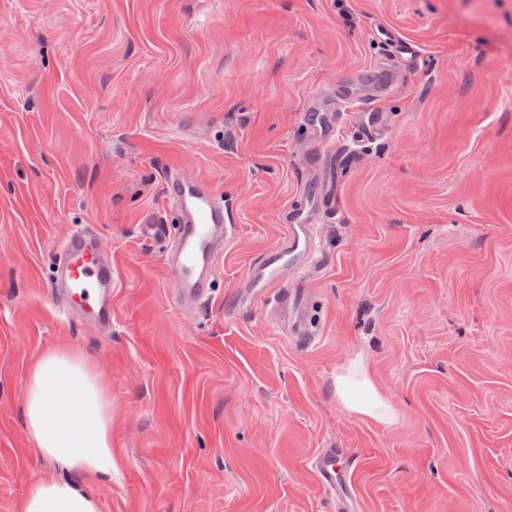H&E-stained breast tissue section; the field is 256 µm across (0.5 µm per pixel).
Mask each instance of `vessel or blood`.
Here are the masks:
<instances>
[{"label": "vessel or blood", "mask_w": 512, "mask_h": 512, "mask_svg": "<svg viewBox=\"0 0 512 512\" xmlns=\"http://www.w3.org/2000/svg\"><path fill=\"white\" fill-rule=\"evenodd\" d=\"M380 39L389 46L391 56L410 58L417 52L414 42L390 30H381ZM305 121L312 128L315 141L323 143L334 136L342 117L315 112L306 115ZM165 193L180 218V231L169 245L175 255L171 270L178 281L177 293L199 302L211 290L209 272L228 234L224 200L208 181L178 175L168 177ZM332 199L331 191L318 187L305 193L299 204L286 208L281 215L286 234L247 271L248 283L256 295L269 299L287 322L290 334L304 343L317 335L309 318L310 298L302 286H283L280 270L288 263L316 266L314 220L318 212L331 208ZM51 286L60 291V301L66 309L89 316L102 328L111 327L114 268L111 256L105 253L92 229L77 230L64 241L54 264ZM310 466L325 489L334 492L339 500H350V481L337 449H322Z\"/></svg>", "instance_id": "vessel-or-blood-1"}]
</instances>
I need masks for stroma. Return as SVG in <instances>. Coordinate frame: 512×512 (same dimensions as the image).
Returning <instances> with one entry per match:
<instances>
[{"instance_id":"1","label":"stroma","mask_w":512,"mask_h":512,"mask_svg":"<svg viewBox=\"0 0 512 512\" xmlns=\"http://www.w3.org/2000/svg\"><path fill=\"white\" fill-rule=\"evenodd\" d=\"M383 27L416 59L314 149L305 112L369 77ZM316 151L336 194L318 266L288 272L310 290L304 346L237 297ZM171 171L230 214L199 307L145 232H179ZM80 228L115 262L107 335L51 292ZM62 345L110 379L102 512H338L321 448L358 512H512V0H0V512L67 476L23 413L27 364ZM359 353L393 423L336 399ZM310 466L325 489L334 492L341 501L351 500V483L336 448H323L312 459Z\"/></svg>"}]
</instances>
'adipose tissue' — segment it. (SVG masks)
<instances>
[{
    "instance_id": "ef3b65f1",
    "label": "adipose tissue",
    "mask_w": 512,
    "mask_h": 512,
    "mask_svg": "<svg viewBox=\"0 0 512 512\" xmlns=\"http://www.w3.org/2000/svg\"><path fill=\"white\" fill-rule=\"evenodd\" d=\"M24 388L29 437L71 476L31 484L20 512H101L84 480L112 474V394L105 374L79 349L51 348L27 366ZM336 398L349 413L381 422L395 418L363 355H354L337 375Z\"/></svg>"
}]
</instances>
